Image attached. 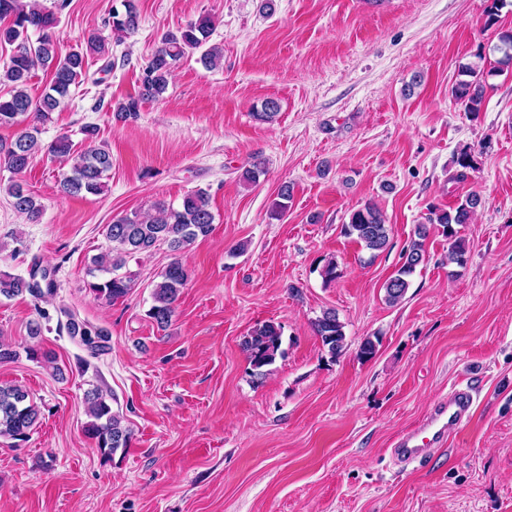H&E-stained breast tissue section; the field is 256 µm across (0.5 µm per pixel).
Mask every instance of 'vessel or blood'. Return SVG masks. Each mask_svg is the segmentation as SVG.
<instances>
[{
    "label": "vessel or blood",
    "instance_id": "obj_1",
    "mask_svg": "<svg viewBox=\"0 0 512 512\" xmlns=\"http://www.w3.org/2000/svg\"><path fill=\"white\" fill-rule=\"evenodd\" d=\"M470 404L469 390L454 391L448 400L440 402L434 407L418 429L407 433L396 443L395 455L408 461L422 459L426 448L443 441L449 427L464 419Z\"/></svg>",
    "mask_w": 512,
    "mask_h": 512
}]
</instances>
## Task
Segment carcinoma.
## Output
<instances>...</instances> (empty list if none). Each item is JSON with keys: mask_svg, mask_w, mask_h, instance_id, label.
I'll list each match as a JSON object with an SVG mask.
<instances>
[{"mask_svg": "<svg viewBox=\"0 0 512 512\" xmlns=\"http://www.w3.org/2000/svg\"><path fill=\"white\" fill-rule=\"evenodd\" d=\"M122 6V12L111 7L107 18L112 30L121 36L134 32L139 18L133 0H122ZM57 26L58 17L51 10L27 6L21 0H0V45L12 47L8 60L0 65V85L10 87L8 92L0 94V126H14L21 118L29 121L14 141L8 145L0 143V165L13 173H21L43 151L53 156H68L71 158L70 170L59 182L60 191L73 196L96 195L102 191L103 174L112 167L110 154L94 146L76 151L67 136H61L45 147L40 140L39 125L49 120L51 113L69 97L71 87L83 74L85 52L105 57L110 53L109 45L91 33L86 39V51L73 50L64 54L60 50ZM212 29L213 21L205 16L175 32L163 34L143 68L138 95L114 109L115 119L121 122L133 119L143 102L159 99L167 88L176 62L205 45ZM33 33L36 34L34 40L31 39ZM38 67L49 70L51 80L48 91L34 99L27 93L26 86L32 71ZM464 72L470 79L457 84L455 98L465 110L475 113L481 110L484 102V85L475 79V68L468 66ZM7 193L17 213L32 224L40 221L43 205L31 192L13 183L7 187ZM479 203V197L471 194L449 209L438 210L430 219V223L442 227L451 240L448 262L461 268L467 263L468 246L456 227L470 223ZM213 224L209 194L201 189L186 195L177 208L159 205L155 215L134 212L115 218L107 225V237L112 247L93 258V267L88 271L93 281L88 283V288L109 302L125 297L131 289L132 275L122 274L120 270L126 266L129 257L147 253L159 244L167 245L177 255L198 238L209 236ZM344 232L372 252L385 250L389 243L388 225L380 210L371 203L350 214ZM427 236L426 225H418L415 238L403 249L401 266L385 283L388 304L395 305L403 300L409 288V277L425 260ZM34 278L33 274L28 280L1 275L0 295L11 298L29 294L40 298L46 293H56L54 281H48L47 288L43 289ZM187 281L188 271L177 258L161 273L160 281L152 290L153 304L148 311L149 318L159 329L171 325L175 304ZM312 327L331 358L343 355L348 343L344 325L335 312H323ZM66 328L71 337L79 338L93 354L103 350L109 339L106 329L91 327L71 314ZM280 347L281 327L273 323L254 327L241 342L249 364L260 375L263 368L275 362ZM84 402L88 417L84 432L95 442L103 457L110 460L116 453L125 452L130 447L132 434L124 419L112 409L106 395L92 389L85 393ZM39 417L40 408L30 400L25 389L17 385L0 386V438L25 441Z\"/></svg>", "mask_w": 512, "mask_h": 512, "instance_id": "obj_1", "label": "carcinoma"}]
</instances>
